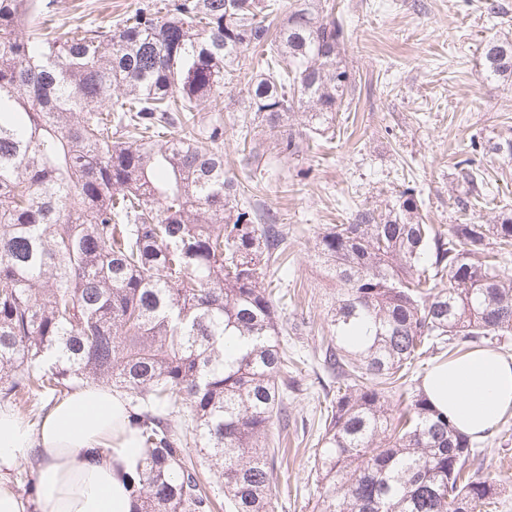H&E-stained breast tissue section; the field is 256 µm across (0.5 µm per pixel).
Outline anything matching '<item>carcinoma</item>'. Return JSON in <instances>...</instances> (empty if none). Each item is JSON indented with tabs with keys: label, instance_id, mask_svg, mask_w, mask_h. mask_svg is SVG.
<instances>
[{
	"label": "carcinoma",
	"instance_id": "1",
	"mask_svg": "<svg viewBox=\"0 0 512 512\" xmlns=\"http://www.w3.org/2000/svg\"><path fill=\"white\" fill-rule=\"evenodd\" d=\"M52 5L0 0V405L110 385L144 448L133 512H215L191 444L228 512H275L297 381L263 280L284 233L239 206L221 118L197 131L194 113L224 111L225 81L257 51L249 109L277 155L301 157L296 114L324 132L357 89L336 3L142 0L112 27L61 33ZM480 58L512 79V39H483ZM495 201L461 207L497 208L494 223L442 231L408 188L317 234L337 285L320 512H487L504 490L414 379L426 357L512 335V209Z\"/></svg>",
	"mask_w": 512,
	"mask_h": 512
}]
</instances>
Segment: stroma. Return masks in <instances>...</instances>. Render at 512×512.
I'll use <instances>...</instances> for the list:
<instances>
[{
	"mask_svg": "<svg viewBox=\"0 0 512 512\" xmlns=\"http://www.w3.org/2000/svg\"><path fill=\"white\" fill-rule=\"evenodd\" d=\"M344 29L345 60L360 92L339 112L334 134H310L311 150L284 161L263 129H256L270 171L240 199L241 206L276 215L288 235V273L280 285L288 300L278 314L288 341L306 358L289 399L287 463L277 471L278 512H317L315 449L317 413L330 379L316 355L328 335L327 312L336 284L314 257L315 238L326 225L347 223L360 208L383 209L413 188L425 223L445 230L461 223V203L471 187L461 161H473L499 190L498 204L512 208V159L473 151L472 142L512 136V82L483 71L480 43L498 33L512 38V0H336ZM265 59L247 54L225 84L221 118L224 169L249 184L250 167L240 140L253 123L248 80ZM512 418L478 440L485 467L501 475L505 492L489 512H512Z\"/></svg>",
	"mask_w": 512,
	"mask_h": 512,
	"instance_id": "stroma-1",
	"label": "stroma"
}]
</instances>
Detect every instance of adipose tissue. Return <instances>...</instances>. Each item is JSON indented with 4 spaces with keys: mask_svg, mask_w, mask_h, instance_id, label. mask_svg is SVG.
Listing matches in <instances>:
<instances>
[{
    "mask_svg": "<svg viewBox=\"0 0 512 512\" xmlns=\"http://www.w3.org/2000/svg\"><path fill=\"white\" fill-rule=\"evenodd\" d=\"M423 390L458 431L484 438L512 416V357L472 348L433 366ZM142 454L128 401L108 385L74 389L36 425L0 409V471L33 464L38 512H132Z\"/></svg>",
    "mask_w": 512,
    "mask_h": 512,
    "instance_id": "obj_1",
    "label": "adipose tissue"
}]
</instances>
